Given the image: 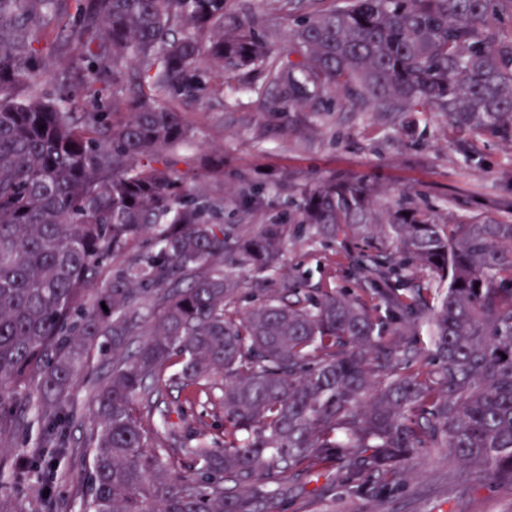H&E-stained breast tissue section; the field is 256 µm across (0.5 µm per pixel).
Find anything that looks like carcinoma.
<instances>
[{"label":"carcinoma","instance_id":"cac0c4a2","mask_svg":"<svg viewBox=\"0 0 512 512\" xmlns=\"http://www.w3.org/2000/svg\"><path fill=\"white\" fill-rule=\"evenodd\" d=\"M258 27L226 0H0V447L31 414L30 469L49 476L96 346L83 512H280L289 473L332 466L381 501L434 452L512 486L511 222L381 211L376 182L343 177L226 224L224 197L176 170L185 112L239 75L290 107L338 97L404 132L426 107L512 140V0H344L295 18L294 60ZM203 167L224 179V158ZM236 203L267 215L249 182ZM339 238L354 290L284 270L288 249ZM235 267L255 274L249 311ZM174 384L214 397L224 437L170 425ZM6 479L0 512H20Z\"/></svg>","mask_w":512,"mask_h":512}]
</instances>
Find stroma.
<instances>
[{"instance_id":"1","label":"stroma","mask_w":512,"mask_h":512,"mask_svg":"<svg viewBox=\"0 0 512 512\" xmlns=\"http://www.w3.org/2000/svg\"><path fill=\"white\" fill-rule=\"evenodd\" d=\"M329 0H228L229 14L243 20L275 21L288 34L294 15L328 6ZM278 91L266 84L247 89L235 78L223 102L196 106L187 114L193 145L178 169L184 179L207 193L223 196L224 221L239 223L236 209L241 181L263 185L273 212L287 207V185L313 183L332 176H366L381 188V208L404 199L426 209L437 221L457 224L474 217L512 218V143L490 136L456 133L440 115L420 118L414 136L396 131L378 113L336 109L332 120L319 118L314 106L273 111L269 100ZM224 156V181L204 178L201 160ZM286 265L307 288L344 287L348 280L336 247L312 244L290 251ZM80 419L67 437V448L53 460L55 479L47 504H39L29 469L30 444L37 424L20 435L18 448H0L8 457L14 493L31 512H81L88 457L83 441L91 411L85 385L73 391ZM335 470L292 477L299 495L286 512H363L362 502L337 492L322 500L324 486L335 484ZM382 512H512V488L487 478L474 479L469 467L451 459L422 461L406 477L404 489L385 501Z\"/></svg>"}]
</instances>
